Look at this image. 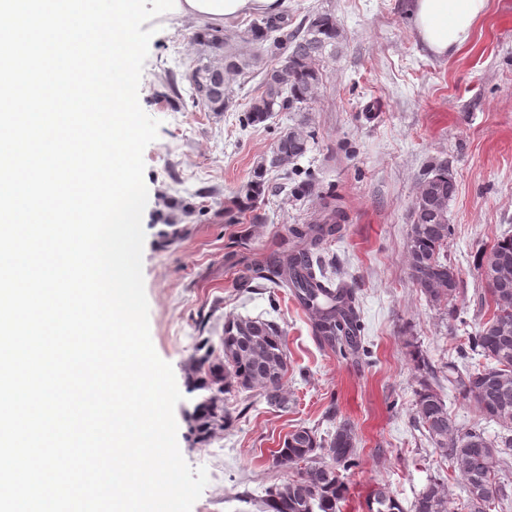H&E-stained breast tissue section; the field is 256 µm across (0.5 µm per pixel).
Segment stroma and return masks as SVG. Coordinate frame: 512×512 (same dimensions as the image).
Returning a JSON list of instances; mask_svg holds the SVG:
<instances>
[{
	"instance_id": "1",
	"label": "stroma",
	"mask_w": 512,
	"mask_h": 512,
	"mask_svg": "<svg viewBox=\"0 0 512 512\" xmlns=\"http://www.w3.org/2000/svg\"><path fill=\"white\" fill-rule=\"evenodd\" d=\"M314 11L331 13L341 37L309 112H278L246 129L238 117L262 73L226 75L227 111L193 105L187 89L203 51L198 26L168 16L151 21L139 103L161 126L144 151L143 278L153 346L183 395L175 408L179 449L208 474L192 512H260L265 488L293 474L274 460L288 433H323L343 421L354 427L360 463L343 477L340 512H368L380 488L407 510L437 475L451 505L463 495L415 426L410 346L436 363L457 360L480 321L476 254L512 235V0H490L471 42L448 58L424 47L406 0H287L284 8L292 28ZM295 126L312 135L298 162L312 172L311 185L292 192L274 168L263 199L237 205L279 132ZM439 162L456 179L447 254L466 288L457 300L466 325L454 334L415 288L406 262L413 203ZM328 203L344 219L322 254L357 292L367 358H344L321 343L290 291L242 284L251 265L292 249V227L317 223ZM246 315L275 320L285 332L288 405L268 406L255 391L226 393L230 425L199 439L197 344L209 339L222 360L225 319Z\"/></svg>"
}]
</instances>
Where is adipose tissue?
<instances>
[{"label":"adipose tissue","instance_id":"1","mask_svg":"<svg viewBox=\"0 0 512 512\" xmlns=\"http://www.w3.org/2000/svg\"><path fill=\"white\" fill-rule=\"evenodd\" d=\"M489 0H410V14L427 49L440 57L461 51L470 41Z\"/></svg>","mask_w":512,"mask_h":512}]
</instances>
